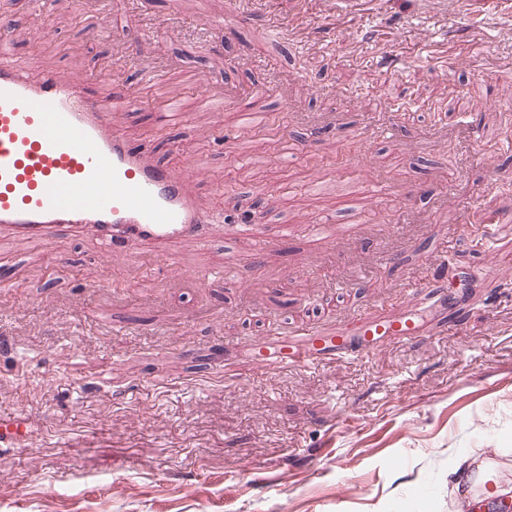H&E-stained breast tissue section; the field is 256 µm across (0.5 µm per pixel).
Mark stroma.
Here are the masks:
<instances>
[{
  "mask_svg": "<svg viewBox=\"0 0 512 512\" xmlns=\"http://www.w3.org/2000/svg\"><path fill=\"white\" fill-rule=\"evenodd\" d=\"M0 20L31 77L130 97L112 126L217 217L164 251L0 233V416L28 432L0 450V512H454L449 465L481 451L512 479V0ZM442 255L472 278L444 323L405 289ZM402 302L425 330L376 356L255 365L256 340Z\"/></svg>",
  "mask_w": 512,
  "mask_h": 512,
  "instance_id": "1",
  "label": "stroma"
}]
</instances>
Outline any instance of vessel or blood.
Masks as SVG:
<instances>
[{
    "mask_svg": "<svg viewBox=\"0 0 512 512\" xmlns=\"http://www.w3.org/2000/svg\"><path fill=\"white\" fill-rule=\"evenodd\" d=\"M12 34L0 30V229L44 244L69 224L96 228L107 249L139 241L166 246L195 236L214 216L187 189L188 178L129 148L110 124L108 103L79 80L30 79L12 63ZM421 315L402 306L389 315L357 314L334 327L259 342V366L317 364L369 357L393 339L420 335ZM20 418H0V446H19Z\"/></svg>",
    "mask_w": 512,
    "mask_h": 512,
    "instance_id": "vessel-or-blood-1",
    "label": "vessel or blood"
}]
</instances>
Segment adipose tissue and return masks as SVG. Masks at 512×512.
I'll list each match as a JSON object with an SVG mask.
<instances>
[{"instance_id":"adipose-tissue-1","label":"adipose tissue","mask_w":512,"mask_h":512,"mask_svg":"<svg viewBox=\"0 0 512 512\" xmlns=\"http://www.w3.org/2000/svg\"><path fill=\"white\" fill-rule=\"evenodd\" d=\"M455 512H469L473 503L492 508L512 500V479L501 478L489 459L475 456L458 461L448 471Z\"/></svg>"}]
</instances>
